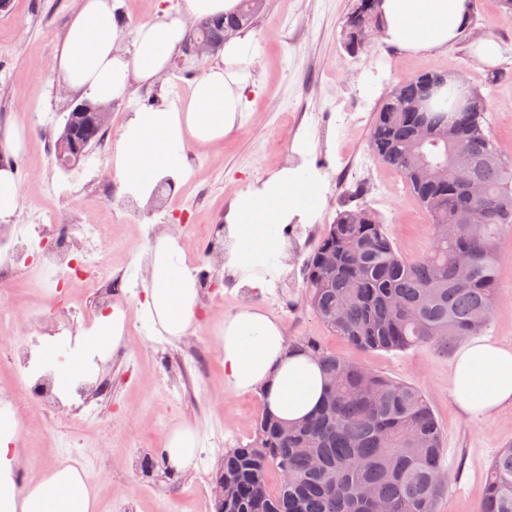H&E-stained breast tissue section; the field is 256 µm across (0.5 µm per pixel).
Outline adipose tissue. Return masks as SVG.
<instances>
[{
    "instance_id": "obj_1",
    "label": "adipose tissue",
    "mask_w": 512,
    "mask_h": 512,
    "mask_svg": "<svg viewBox=\"0 0 512 512\" xmlns=\"http://www.w3.org/2000/svg\"><path fill=\"white\" fill-rule=\"evenodd\" d=\"M238 0H182L174 10L137 26L133 48L117 49L118 16L110 0H83L72 17L55 68L70 88L95 102L109 103L135 94L168 70L186 35L189 18L235 12ZM380 35L388 46L410 55L447 48L469 24V0H379ZM254 54L250 36L224 45L221 56L194 84L188 99L133 112L119 131L112 169L124 191L145 200L166 177L184 174L186 147L222 141L242 127L249 67ZM320 203L310 173L285 168L260 185L236 195L225 216L232 247L229 267L259 288L286 244L294 219L308 220ZM150 283L140 314L161 336H182L194 321L199 302L198 277L186 262L179 237H159L147 250ZM125 314L113 307L88 329L76 332L66 357L46 338L34 355L32 372L48 367L60 392L87 377L96 359L106 357L125 339ZM224 374L236 389L262 388L267 410L286 421L310 415L324 398L318 364L288 351L276 323L262 313L243 310L224 321ZM450 389L464 413L481 419L512 405V346L474 339L459 348ZM17 422L0 412V512H96L97 502L84 467L73 462L18 489L19 458L11 448ZM201 445L191 427L172 431L165 453L179 470L194 466Z\"/></svg>"
}]
</instances>
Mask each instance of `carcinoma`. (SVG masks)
<instances>
[{"label": "carcinoma", "instance_id": "1", "mask_svg": "<svg viewBox=\"0 0 512 512\" xmlns=\"http://www.w3.org/2000/svg\"><path fill=\"white\" fill-rule=\"evenodd\" d=\"M377 0H357L343 26L379 25ZM266 0H240L242 30L253 27ZM424 71L380 100L369 152L400 174L431 224L429 252L418 260L395 248L379 214L367 207L337 214L302 268L306 302L336 335L365 350L404 351L476 336L499 297L500 240L512 234V163L488 134V97L448 83L427 98ZM477 105L457 111L461 97ZM448 165V180L425 170ZM483 195L470 200L464 185ZM292 349L311 355L325 385L321 407L286 423L261 410L249 444L224 453L219 512H438L444 437L417 386L373 372L303 338ZM281 483L272 491L267 468ZM475 512H512V446L488 464Z\"/></svg>", "mask_w": 512, "mask_h": 512}]
</instances>
